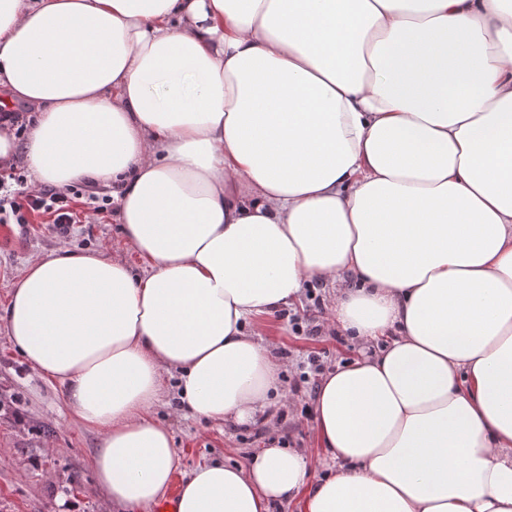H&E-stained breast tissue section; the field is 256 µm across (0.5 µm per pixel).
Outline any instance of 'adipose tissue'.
I'll return each instance as SVG.
<instances>
[{
  "instance_id": "obj_1",
  "label": "adipose tissue",
  "mask_w": 512,
  "mask_h": 512,
  "mask_svg": "<svg viewBox=\"0 0 512 512\" xmlns=\"http://www.w3.org/2000/svg\"><path fill=\"white\" fill-rule=\"evenodd\" d=\"M0 167L112 188L140 268L27 261L0 328L100 434L117 512H512V0H0ZM336 282L387 337L313 401L329 475L278 445L180 473L156 415L250 425L246 326ZM8 95L6 92L0 88V101L3 100L6 102ZM3 103V102H2ZM7 103V102H6ZM9 106V110H2L0 107V121L2 123V120H9L11 122V125L14 126L15 123H18L20 118V113H16L15 110H22L23 113V127L21 129V132L19 134H16V138L19 140L21 145H23L24 141L26 140L27 133L29 131L30 126L33 123L35 112H31V108L27 107L24 104L21 103H7Z\"/></svg>"
}]
</instances>
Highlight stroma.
Returning a JSON list of instances; mask_svg holds the SVG:
<instances>
[{
    "label": "stroma",
    "instance_id": "1",
    "mask_svg": "<svg viewBox=\"0 0 512 512\" xmlns=\"http://www.w3.org/2000/svg\"><path fill=\"white\" fill-rule=\"evenodd\" d=\"M68 249L105 251L138 264L127 244L115 209L100 214L94 223L73 225L57 233L48 217L29 215L24 224H0V311L8 303L26 261ZM307 298L288 309L260 317L248 325L279 362L283 384L298 376V364L313 353L328 351L332 365H343L360 351L383 348V340L362 342L351 336L307 340L294 334L293 314H305ZM312 400L307 392L295 395L287 412L274 416L263 434L254 427L214 423L185 417L176 395H168L157 409L174 435L182 471L204 461L243 464L274 439L305 450L317 458ZM100 436L79 424L65 403L59 385L43 381L24 362L0 329V512H112V505L97 487L91 461Z\"/></svg>",
    "mask_w": 512,
    "mask_h": 512
}]
</instances>
